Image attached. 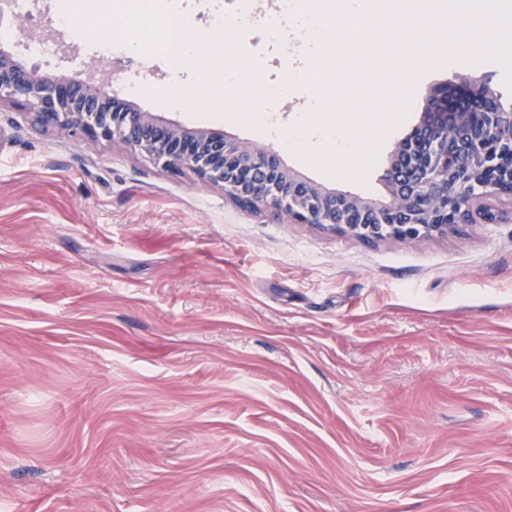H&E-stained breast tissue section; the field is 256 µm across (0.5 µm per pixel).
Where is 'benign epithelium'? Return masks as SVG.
Wrapping results in <instances>:
<instances>
[{
  "instance_id": "7a95c632",
  "label": "benign epithelium",
  "mask_w": 512,
  "mask_h": 512,
  "mask_svg": "<svg viewBox=\"0 0 512 512\" xmlns=\"http://www.w3.org/2000/svg\"><path fill=\"white\" fill-rule=\"evenodd\" d=\"M100 76L50 75L0 49V106L30 113L42 129L66 130L87 146L122 143L172 172L190 169L219 186L241 208L274 210L289 224H309L366 242L446 235L461 224L488 222L494 198L512 210V178L498 179L499 130L512 110L484 76L435 92L420 125L396 146L384 198L366 200L314 183L286 168L268 149L224 133L162 122L118 96L106 97Z\"/></svg>"
}]
</instances>
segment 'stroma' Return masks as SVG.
Segmentation results:
<instances>
[{
	"mask_svg": "<svg viewBox=\"0 0 512 512\" xmlns=\"http://www.w3.org/2000/svg\"><path fill=\"white\" fill-rule=\"evenodd\" d=\"M412 5L497 39L457 58L356 32L377 51L333 50L344 80L319 100L279 97L261 21L240 32L280 126L321 105L358 153L280 151L250 120L252 82L222 90L160 59L132 102L382 198L435 88L481 75L512 107V4ZM31 11L26 35L62 46L43 70L101 67L108 94L136 78L58 28L52 0ZM0 512H512V221L371 244L0 107Z\"/></svg>",
	"mask_w": 512,
	"mask_h": 512,
	"instance_id": "obj_1",
	"label": "stroma"
}]
</instances>
